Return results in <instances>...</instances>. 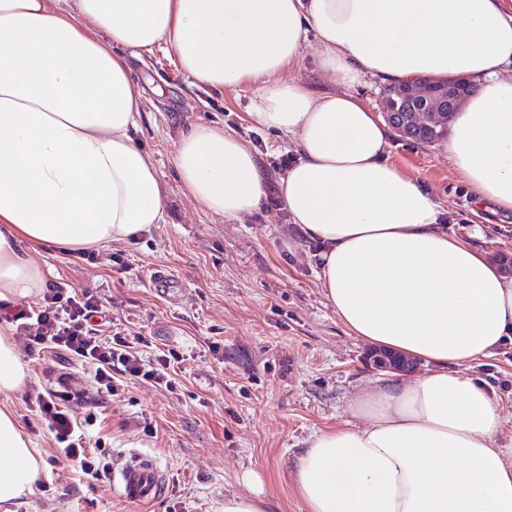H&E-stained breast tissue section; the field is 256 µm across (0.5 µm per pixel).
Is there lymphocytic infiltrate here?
<instances>
[{
  "label": "lymphocytic infiltrate",
  "instance_id": "f902f5d3",
  "mask_svg": "<svg viewBox=\"0 0 512 512\" xmlns=\"http://www.w3.org/2000/svg\"><path fill=\"white\" fill-rule=\"evenodd\" d=\"M103 306L93 294L76 293L65 284L55 283L43 294L40 306L30 307L0 302V323L15 325L22 343L32 354H67L92 368L89 378L59 374L49 383L32 385L31 402L38 421L52 437V462L56 476L78 470L93 482L112 481V458L102 448H87L88 416L82 410L91 396L117 395L119 377H129L157 390H173L167 356L145 361L140 353L142 337L120 334L98 336L93 322Z\"/></svg>",
  "mask_w": 512,
  "mask_h": 512
}]
</instances>
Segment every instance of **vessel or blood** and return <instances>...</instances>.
<instances>
[{
  "mask_svg": "<svg viewBox=\"0 0 512 512\" xmlns=\"http://www.w3.org/2000/svg\"><path fill=\"white\" fill-rule=\"evenodd\" d=\"M113 481L119 495L133 504H153L167 489L165 475L155 459L141 452L132 453L130 460L114 473Z\"/></svg>",
  "mask_w": 512,
  "mask_h": 512,
  "instance_id": "1",
  "label": "vessel or blood"
}]
</instances>
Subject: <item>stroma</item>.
Here are the masks:
<instances>
[{
	"mask_svg": "<svg viewBox=\"0 0 512 512\" xmlns=\"http://www.w3.org/2000/svg\"><path fill=\"white\" fill-rule=\"evenodd\" d=\"M142 99L137 140L153 155L169 197L165 223L138 239L99 250L94 261L50 251L37 261L46 282L96 294L108 317L102 335L142 336L145 359L176 350L177 386L154 391L135 383L98 401L90 441L100 442L120 469L131 452L155 456L169 490L153 505L124 501L112 486L70 473L52 484L50 434L29 426L26 391L0 395L40 462L33 492L16 512H224V500L248 496L266 512H305L293 487L299 455L318 433L358 425L349 406L382 374L369 346L336 318L318 280L314 242L300 236L280 190L286 162L296 155L286 136L248 115L258 87L216 92L192 86L165 49L128 59ZM236 133L261 159L266 196L242 220L197 208L174 165L182 135L196 124ZM388 154L430 190L449 233L512 257V214L479 207L456 176L442 142L419 144L391 132ZM165 270L183 298L155 293L152 277ZM464 371L512 408V347ZM149 431H142L141 423Z\"/></svg>",
	"mask_w": 512,
	"mask_h": 512,
	"instance_id": "stroma-1",
	"label": "stroma"
}]
</instances>
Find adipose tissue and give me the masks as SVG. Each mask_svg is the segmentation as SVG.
<instances>
[{
	"label": "adipose tissue",
	"mask_w": 512,
	"mask_h": 512,
	"mask_svg": "<svg viewBox=\"0 0 512 512\" xmlns=\"http://www.w3.org/2000/svg\"><path fill=\"white\" fill-rule=\"evenodd\" d=\"M327 92L284 78L308 44ZM164 48L193 85L259 87L253 120L291 137L282 181L294 224L321 246L320 286L354 336L424 361L370 386L360 427L298 458L306 512H512V415L462 365L512 344V275L448 234L433 194L388 159L389 132L349 89L365 78L449 77L472 91L444 150L476 200L512 213V6L507 0H0V302L39 294L33 248L78 252L166 221L136 140L127 58ZM174 164L194 203L239 220L265 196L234 132L195 125ZM39 464L0 407V505Z\"/></svg>",
	"instance_id": "ef3b65f1"
}]
</instances>
